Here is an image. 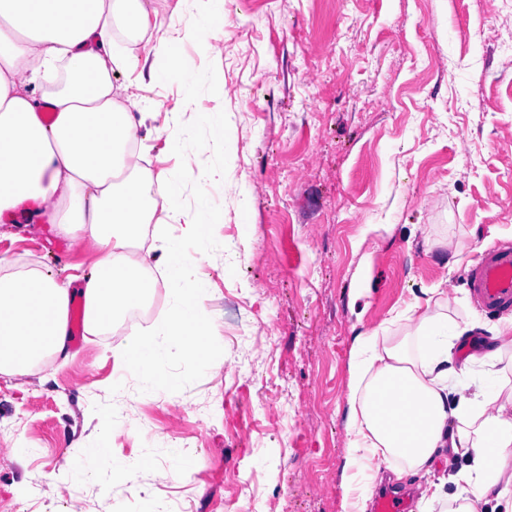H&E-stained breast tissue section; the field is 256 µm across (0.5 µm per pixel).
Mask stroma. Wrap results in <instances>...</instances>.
<instances>
[{"mask_svg":"<svg viewBox=\"0 0 512 512\" xmlns=\"http://www.w3.org/2000/svg\"><path fill=\"white\" fill-rule=\"evenodd\" d=\"M222 89L230 182L217 238L238 260L202 270L224 346L188 397L119 399L109 389L112 337L72 341L74 358L45 374L0 377V504L34 512H343L348 360L360 329L396 341L411 300L482 324L465 270L512 237V55L482 24L512 25V0H224ZM58 279L89 272L90 241L46 224H0V257L23 252ZM254 349L251 368L234 354ZM479 345L461 344L466 359ZM146 435H113L114 416ZM161 438L149 456L145 439ZM187 467L171 471L172 455ZM94 456L125 467L102 491L82 474ZM394 477L407 512L428 481ZM41 476V491L32 479Z\"/></svg>","mask_w":512,"mask_h":512,"instance_id":"stroma-1","label":"stroma"}]
</instances>
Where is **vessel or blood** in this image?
Masks as SVG:
<instances>
[{
    "label": "vessel or blood",
    "mask_w": 512,
    "mask_h": 512,
    "mask_svg": "<svg viewBox=\"0 0 512 512\" xmlns=\"http://www.w3.org/2000/svg\"><path fill=\"white\" fill-rule=\"evenodd\" d=\"M465 278L475 306L492 314L512 311V241L486 248Z\"/></svg>",
    "instance_id": "1"
}]
</instances>
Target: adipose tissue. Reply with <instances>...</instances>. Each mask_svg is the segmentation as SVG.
<instances>
[{"label": "adipose tissue", "instance_id": "obj_1", "mask_svg": "<svg viewBox=\"0 0 512 512\" xmlns=\"http://www.w3.org/2000/svg\"><path fill=\"white\" fill-rule=\"evenodd\" d=\"M0 0V224L24 215L73 240H90L98 256L88 275L61 282L32 264L0 259V375L25 376L51 360H69L70 309L83 306L88 336L115 333L126 317L167 288L164 318L128 333L115 354L110 388L153 398L177 380L189 394L204 361L222 347L205 306L202 266L236 261L223 241L205 233L224 216L222 196L249 195L226 178L227 118L202 110L218 89L215 72L184 70L187 52L219 58L224 0ZM178 85L192 116L173 120L150 108L142 91ZM150 128L159 152L175 157L160 170L142 164ZM158 256L128 257L146 232ZM413 331L389 342L385 326L352 339L345 417L347 486L377 454L409 470L454 456L460 468L441 489L422 492L417 512L444 501L448 512L494 504L512 512V317L499 320L478 361L457 362L455 348L475 321L408 306Z\"/></svg>", "mask_w": 512, "mask_h": 512}]
</instances>
